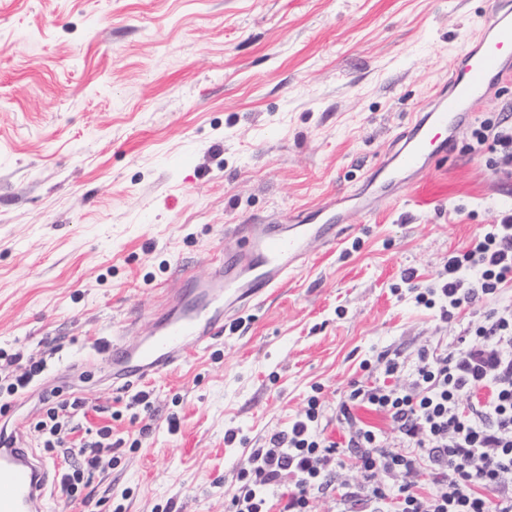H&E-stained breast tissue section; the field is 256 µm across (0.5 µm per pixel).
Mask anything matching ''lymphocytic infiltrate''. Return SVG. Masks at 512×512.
<instances>
[{"instance_id": "lymphocytic-infiltrate-1", "label": "lymphocytic infiltrate", "mask_w": 512, "mask_h": 512, "mask_svg": "<svg viewBox=\"0 0 512 512\" xmlns=\"http://www.w3.org/2000/svg\"><path fill=\"white\" fill-rule=\"evenodd\" d=\"M471 137L495 169L512 172V126L486 119ZM402 280L416 305L446 321L479 301L493 306L447 348L420 350L411 364L387 359L381 378L351 382L336 409L343 441L310 396L288 429L248 454L228 512H311L320 496L331 512H512V300L501 298L512 284V210L449 253L435 283ZM360 408L383 414L389 431L366 425ZM85 414L80 397L50 403L44 448L63 447L62 430L76 431ZM350 460L362 474L352 492L336 482Z\"/></svg>"}]
</instances>
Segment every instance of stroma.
Wrapping results in <instances>:
<instances>
[{
  "instance_id": "obj_1",
  "label": "stroma",
  "mask_w": 512,
  "mask_h": 512,
  "mask_svg": "<svg viewBox=\"0 0 512 512\" xmlns=\"http://www.w3.org/2000/svg\"><path fill=\"white\" fill-rule=\"evenodd\" d=\"M493 0H0V383L46 359L0 418L32 444L42 400L84 398L64 447L114 444L85 501L49 512H225L236 469L310 396L332 415L363 361L414 360L476 321L402 294L493 223L512 174L469 127L427 180L381 198L335 246L151 378L153 406L90 354L136 342L188 270L236 249V224H281L358 188L448 80ZM178 417L169 432V417ZM237 439L228 444L227 432Z\"/></svg>"
}]
</instances>
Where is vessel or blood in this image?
I'll list each match as a JSON object with an SVG mask.
<instances>
[{
	"label": "vessel or blood",
	"instance_id": "obj_1",
	"mask_svg": "<svg viewBox=\"0 0 512 512\" xmlns=\"http://www.w3.org/2000/svg\"><path fill=\"white\" fill-rule=\"evenodd\" d=\"M446 86L412 122L399 149L371 168L362 187L340 195L334 207L309 211L291 224H240L241 246L204 279L186 286L153 319V332L137 345L113 336L96 360L112 381L129 388L172 369L188 345L202 346L224 332L227 319L284 284L308 258L311 240L335 243L351 221L370 214L381 190L416 184L448 136L470 122L498 80L512 77V0H495L485 30L459 52ZM57 471L20 430L0 431V512H47Z\"/></svg>",
	"mask_w": 512,
	"mask_h": 512
}]
</instances>
